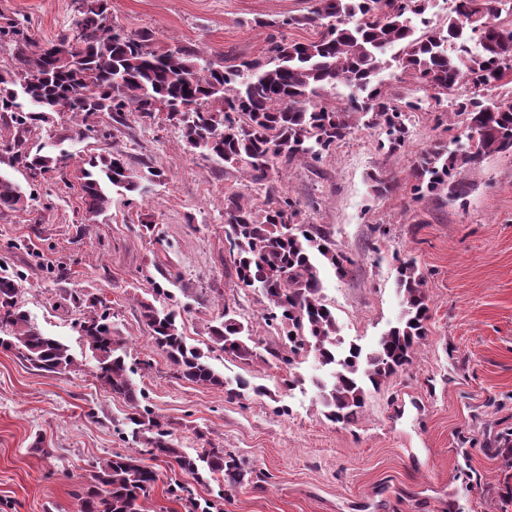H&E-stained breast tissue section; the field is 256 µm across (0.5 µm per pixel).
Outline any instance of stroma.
I'll use <instances>...</instances> for the list:
<instances>
[{
    "instance_id": "35a3bbf8",
    "label": "stroma",
    "mask_w": 512,
    "mask_h": 512,
    "mask_svg": "<svg viewBox=\"0 0 512 512\" xmlns=\"http://www.w3.org/2000/svg\"><path fill=\"white\" fill-rule=\"evenodd\" d=\"M309 0H112V20L129 32L151 31L160 48L187 46L233 66L267 56L268 39L306 40L310 28L282 26ZM277 21V29L255 19ZM21 24L45 44L68 29L72 0H0V26ZM84 138L58 142L55 127L33 143L61 144L67 168L30 179L10 168L32 200L27 211L0 212V278L16 280L19 302L45 333L68 345L76 368L45 372L0 349V512H73L90 463L135 450L126 401L96 376V361L76 323L87 308L69 295L106 299L124 338L145 403L175 447H223L246 470L242 483L202 487L163 460L150 512H190L191 501H218L221 512H512V155L492 156L465 174L464 201L414 202L409 174L436 139L462 125L415 113L409 145L387 157L378 131L359 129L320 162L273 175L276 194L300 202L304 223L327 231L353 260L350 274L322 275L323 293L345 342L369 346L402 313L396 291L401 259L415 258L432 317L413 363L370 392L350 426L326 419L313 355L294 368L301 382L282 386L266 351H286L282 330L267 326L265 301L236 275L224 236V197L242 192L236 169L188 151L177 123L128 116L125 127L89 117ZM118 147L132 167L152 166L163 180L143 195L112 191V205L88 217L80 168L88 155ZM383 171L393 188L380 198L369 175ZM160 282L184 309L189 343L206 347L207 328L223 304L252 329L258 359L211 354L225 376H243L266 395L228 397L177 377L151 344L139 302ZM43 451H36L35 441ZM191 492L180 499L178 486Z\"/></svg>"
}]
</instances>
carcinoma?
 Masks as SVG:
<instances>
[{"label": "carcinoma", "instance_id": "cac0c4a2", "mask_svg": "<svg viewBox=\"0 0 512 512\" xmlns=\"http://www.w3.org/2000/svg\"><path fill=\"white\" fill-rule=\"evenodd\" d=\"M434 0H314V8L280 22L257 19L258 27H312L307 41L271 37L264 60L226 67L193 49L153 47L149 33H127L112 24V0H74L72 27L43 46L33 45L14 22L0 27L11 35L13 66L0 69V120L9 132L6 146L12 163L36 179L66 164L72 155L33 149L31 136L66 111L73 116L102 113L117 124L126 114L154 118L160 113L180 125L186 147L200 156L240 168L255 187H268L271 175L296 162L318 161L356 129L378 130V151L390 157L409 143L411 114L422 100L393 95L376 79L383 68L408 74L434 91V107L442 96L465 84L469 94L455 103L463 117L468 144L437 142L422 153L412 169L413 200L442 193L460 200L469 192L462 173L488 157L512 154V106L498 108L495 91L512 75V0H453L445 21L427 17ZM349 90L342 108L321 104L327 89ZM124 151L91 156L80 169L86 211H106L111 198L106 185L122 192L143 190L139 178L128 176ZM373 192L392 189L383 171L369 175ZM267 208L258 210L232 192L225 197L224 232L236 276L257 286L266 301L264 319L287 329L288 354L270 352L284 366L282 384L290 389L299 379L295 359L314 353L323 367L333 368V381L322 388L326 417L355 421L365 406L367 386L376 387L412 363L426 335L430 307L424 277L412 258L400 262L397 287L406 304L398 325L366 352L339 338L336 315L322 294L321 271L330 265L340 278L353 260L336 249L327 233L300 222V202L291 196L267 194ZM30 208L21 186L0 174V211ZM19 288L0 278V347L16 350L32 367L57 372L74 365L69 347L44 333L18 305ZM151 298L140 301L141 317L151 343L186 381L210 386L230 397L264 388L246 379L224 378L210 356L187 343L177 312L155 305L168 296L153 281ZM93 313L77 323L79 333L98 354V378L112 394L126 401V425L134 441L155 458L172 459L179 470L200 484H238L246 470L219 447L193 456L167 440L169 432L146 406L133 382L120 337L109 321V307L90 303ZM211 349L243 361L256 357L249 327L230 305L208 327ZM91 484L77 495V512H149L148 496L156 473L131 454L115 452L90 464Z\"/></svg>", "mask_w": 512, "mask_h": 512}]
</instances>
